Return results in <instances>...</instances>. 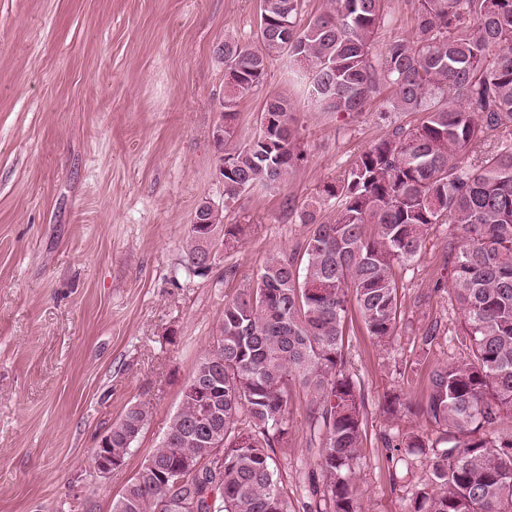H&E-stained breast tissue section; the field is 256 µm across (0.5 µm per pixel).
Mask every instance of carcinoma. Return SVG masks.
<instances>
[{"mask_svg":"<svg viewBox=\"0 0 512 512\" xmlns=\"http://www.w3.org/2000/svg\"><path fill=\"white\" fill-rule=\"evenodd\" d=\"M302 0H259L261 48L224 42V205L257 188L278 189L307 161L292 102L266 98L256 131L234 140L239 100L258 90L275 57L320 112L359 113L384 91L386 112H419L355 156L298 214L311 225L297 250L271 254L255 286L224 300L219 336L185 385L158 448L113 500L112 512H291L271 452L285 442L290 398L306 396L316 469L315 512H362L353 471L366 436L364 390L347 368L351 307L379 345L397 336L396 267L419 257L427 231L454 224L448 243L451 299L465 355L434 367L418 406L389 393V416L420 413L444 430L388 443L391 463L423 456L408 512H512V0H415L412 35L381 51L386 0H327L301 19ZM332 207L328 217L320 206ZM208 226L226 247L242 233L217 207ZM374 225L375 234L367 231ZM188 267L200 254L195 230ZM153 414L128 406L112 423L120 469Z\"/></svg>","mask_w":512,"mask_h":512,"instance_id":"1","label":"carcinoma"}]
</instances>
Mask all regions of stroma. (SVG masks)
Here are the masks:
<instances>
[{"instance_id": "obj_1", "label": "stroma", "mask_w": 512, "mask_h": 512, "mask_svg": "<svg viewBox=\"0 0 512 512\" xmlns=\"http://www.w3.org/2000/svg\"><path fill=\"white\" fill-rule=\"evenodd\" d=\"M258 0H0V512H112L161 443L181 388L218 335L224 301L252 287L266 257L299 246L296 212L392 124L414 112L317 111L272 60L238 106L239 139L268 96L295 100L306 163L275 190L232 204L216 172L224 41L257 45ZM243 228L207 275L187 267L196 207ZM453 225L433 226L420 258L397 267L402 320L381 347L352 320L350 370L366 398L367 440L354 465L363 512H407L420 456L392 466L385 438L441 432L414 402L430 369L458 357L460 316L445 261ZM154 404L125 465L99 477L91 456L126 407ZM288 445L273 458L293 512H309L305 399L294 394Z\"/></svg>"}]
</instances>
